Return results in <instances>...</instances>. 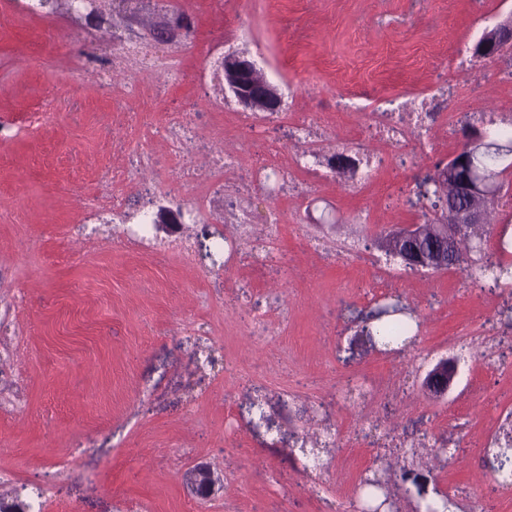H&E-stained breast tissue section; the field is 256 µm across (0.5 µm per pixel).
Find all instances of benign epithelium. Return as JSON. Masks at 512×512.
Masks as SVG:
<instances>
[{
    "label": "benign epithelium",
    "mask_w": 512,
    "mask_h": 512,
    "mask_svg": "<svg viewBox=\"0 0 512 512\" xmlns=\"http://www.w3.org/2000/svg\"><path fill=\"white\" fill-rule=\"evenodd\" d=\"M190 33V23L181 14L169 12L161 16L154 29L148 32L152 39L162 38L169 43L180 42ZM512 45V18L506 17L485 27L474 54L494 59ZM256 62L246 50L224 55V95L245 111L254 114L278 112L284 104V93L278 85L258 78ZM488 136L467 141L462 148V159L452 157L439 169L433 181L435 192L441 193L448 180L457 181L460 190L481 200V207L456 208L453 221L437 218L426 224L397 226L377 236L378 249L390 258L400 260L409 269L422 273L448 270V249L453 247L466 229L485 223L486 214L498 207L501 189L498 176L476 174L466 170L467 159L479 149ZM458 375V360L442 357L430 368L423 380L424 391L436 398L448 394ZM187 489L200 499H208L221 488V478L206 465H196L184 475Z\"/></svg>",
    "instance_id": "7a95c632"
}]
</instances>
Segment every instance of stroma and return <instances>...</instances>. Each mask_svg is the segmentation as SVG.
Masks as SVG:
<instances>
[{"instance_id":"1","label":"stroma","mask_w":512,"mask_h":512,"mask_svg":"<svg viewBox=\"0 0 512 512\" xmlns=\"http://www.w3.org/2000/svg\"><path fill=\"white\" fill-rule=\"evenodd\" d=\"M11 2L0 0V504L346 512L387 499L420 512L445 494L455 512H512V452L495 444L512 414V287L413 272L373 243L447 215L432 180L463 147L470 111L512 113V85L495 77L512 54L473 59L512 0H180L192 21L175 46L182 82L131 69L108 89L67 10L29 16ZM242 22L267 79L294 93L246 125L201 78ZM439 87L448 108L427 152L370 142L388 163L342 182L295 166L304 114L324 127L312 149L325 161L353 154L364 131L341 98ZM36 111L51 120L30 123ZM172 121L189 130L177 158L158 134ZM223 151L239 152L235 171L213 168ZM107 173L128 221L93 229L82 203ZM194 199L213 204L198 223L144 235L132 223ZM271 204L278 236L255 224L242 240L232 209ZM394 304L417 328L392 349L372 327ZM442 356L459 375L438 400L421 383ZM198 464L223 480L206 500L183 484Z\"/></svg>"}]
</instances>
